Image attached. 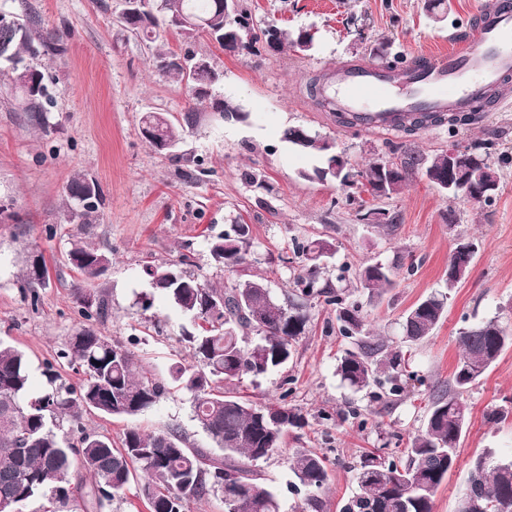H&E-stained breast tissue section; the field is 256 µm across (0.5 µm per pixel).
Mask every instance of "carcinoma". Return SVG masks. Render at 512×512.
<instances>
[{
  "instance_id": "cac0c4a2",
  "label": "carcinoma",
  "mask_w": 512,
  "mask_h": 512,
  "mask_svg": "<svg viewBox=\"0 0 512 512\" xmlns=\"http://www.w3.org/2000/svg\"><path fill=\"white\" fill-rule=\"evenodd\" d=\"M221 0H146L141 13L129 19L125 28L135 34L158 38L174 29L187 40L199 31L186 25L172 26L176 18L190 15L206 18L207 36L229 53L247 50L259 52L268 28L251 32L245 48L224 43L225 17ZM276 28L273 52L292 50L307 53L313 46H302L300 31ZM63 52L62 36L48 31L34 37L25 22L14 27H0V68L12 80L15 97L29 122L46 124L48 107L53 103L46 77L33 68L27 58L38 54ZM161 67L186 79L190 96L205 98L204 87L216 85L220 73L208 65L196 70L171 56ZM472 114L422 113L411 120L407 130L444 122L454 127L468 125ZM144 125L158 128L160 139L177 142V132L161 113L149 112L141 118ZM282 139L298 153L310 155L315 164L300 172L306 180H334L342 189L363 182L374 196L381 183L389 182L384 195L399 194L410 174L424 168L434 179L448 173V155L444 152L426 160L417 153H406L398 163L365 167L351 171L345 154L334 151L317 134L301 126L284 130ZM473 146L475 157L464 159L473 181L490 185L498 193L497 171L486 162L480 149ZM97 184L86 178L73 180L67 187L73 201L71 220L79 224L70 239L68 260L87 280L99 278L108 268L109 256L85 240L84 229L92 223L101 204L100 195H92ZM250 227L233 224L210 242L213 260L229 270L246 262L250 252ZM332 245L321 238L307 239L293 246L301 271L294 280L295 299L284 304L270 293L259 279H248L231 288H216L186 274L176 265H159L145 270L152 288L162 292L170 303L191 322L201 321L194 332H185L191 345L193 362L176 365L172 379L193 396L194 419L217 447L218 456L203 448H191L176 428L144 434L128 430L120 445L105 435L88 431L82 424L85 411L112 417L137 415L156 404L166 393L164 383L148 376L135 353L114 344L96 332L90 321L105 314V301L95 295L97 305H84L87 291L74 287L85 323L75 328L66 347L59 351V365L81 375L77 385L66 384L53 371L48 380L52 391L34 396L30 391L28 362L23 351L0 341V496H9L7 512H25L26 505L45 498L64 509L82 500L85 508L100 507L122 494L137 480L140 493L151 512H184V504L207 497L219 485L224 486V512H281L275 490L261 481L257 462L283 447L288 431L306 424L296 408L278 403H255L234 392L233 385L242 377L263 376L285 365L296 344L306 335L310 315L308 302L324 298L336 308L339 335L352 340V347L338 359L336 374L355 392L375 389L373 399L390 405L406 390L403 379L408 361L402 350H390L383 339L365 333V315L360 303L351 300L345 289L332 291L319 286L326 253ZM478 241H458L448 261L445 292L432 293L418 301L405 314L401 324L405 341L417 342L431 334L448 310L450 291L466 278L469 266L462 259L473 260ZM26 278L42 285L46 268L42 259L29 260ZM337 279L355 283L379 301L396 286L392 269L376 263L359 269L345 264L338 268ZM254 331L259 339L243 344L241 333ZM460 355L448 380L431 394L426 416L403 449L384 456L368 451L356 462L357 491L341 506L340 512H434L436 493L459 457L463 431L469 420V404L464 397L478 384L503 351L512 347V332L491 319L461 329L458 336ZM67 420L76 442L58 434L59 422ZM78 467L86 478L72 481L71 469ZM294 477L293 493L299 498L294 512H324L322 495L328 483L326 457L314 452H298L288 458ZM465 501L478 504L473 512H512V459L491 460L484 454L473 460Z\"/></svg>"
}]
</instances>
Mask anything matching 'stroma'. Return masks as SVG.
I'll use <instances>...</instances> for the list:
<instances>
[{"label":"stroma","mask_w":512,"mask_h":512,"mask_svg":"<svg viewBox=\"0 0 512 512\" xmlns=\"http://www.w3.org/2000/svg\"><path fill=\"white\" fill-rule=\"evenodd\" d=\"M241 0L254 28L268 22L317 30L315 48L260 55L224 51L208 37L187 41L174 32L153 40L120 23L123 0H0V10L31 24L33 33L53 29L64 42L56 56L35 65L46 76L54 104L45 128L19 112L12 83L0 74V339L29 359L31 391H47L45 371L81 322L76 284L102 294L108 313L94 323L98 334L132 350L156 379L170 382L175 363L189 362L182 338L189 320L152 288L146 267L182 262L201 280L227 288L239 275L218 265L212 238L233 224L251 229L248 272L265 279L272 296L288 302L300 264L293 240L322 238L335 254L320 283L337 288V269L380 263L396 273L397 285L380 302L353 292L369 329L394 348H408L410 366L425 380L401 401L382 408L370 392H353L336 374L350 339L339 335L336 312L312 300L309 330L293 358L258 378L243 377L240 395L255 402L278 401L300 409L307 426L291 431L283 448L259 461L264 482L278 493L283 512L297 498L289 484L288 457L311 450L327 455V512L356 489L353 464L367 451L408 438L423 420L433 385L447 382L459 355L461 328L489 319L512 330V108L484 112L473 124L449 133L432 126L386 135L338 122L320 106L313 78L351 63L384 66L393 55L413 58L447 48L485 0ZM205 58L223 74L204 100H191L184 81L161 67L166 53ZM241 119H225L224 106ZM195 109L192 125L183 117ZM161 112L179 129L169 153H157L140 133L145 113ZM302 126L335 141L358 169L382 158L398 161L404 151L431 157L456 143L492 144L487 158L500 190L480 207L448 198L416 173L403 191L377 201L392 228L363 220L358 205L342 204L333 181H308L300 172L313 164L282 140L286 128ZM87 177L98 184L104 204L87 229L89 241L112 259L93 282L66 260L76 227L69 222V182ZM474 238L478 251L465 281L452 292L448 312L432 335L405 346L400 323L405 312L431 293L444 290L451 252L461 238ZM43 255L48 279L27 285L33 254ZM151 308H144L145 299ZM512 399V349L505 352L467 396L471 409L458 464L440 486L435 512H456L473 459L485 452L512 456V416L494 422L489 414ZM358 408V419L342 412ZM87 430L120 442L128 429L145 433L179 427L188 446L213 443L193 417L191 396L172 389L145 412L126 418L84 414Z\"/></svg>","instance_id":"1"}]
</instances>
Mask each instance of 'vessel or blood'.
<instances>
[{"label": "vessel or blood", "instance_id": "obj_1", "mask_svg": "<svg viewBox=\"0 0 512 512\" xmlns=\"http://www.w3.org/2000/svg\"><path fill=\"white\" fill-rule=\"evenodd\" d=\"M512 78V0H488L453 48L390 71L369 64L336 71L329 92L365 131L395 130L413 112L451 113Z\"/></svg>", "mask_w": 512, "mask_h": 512}]
</instances>
